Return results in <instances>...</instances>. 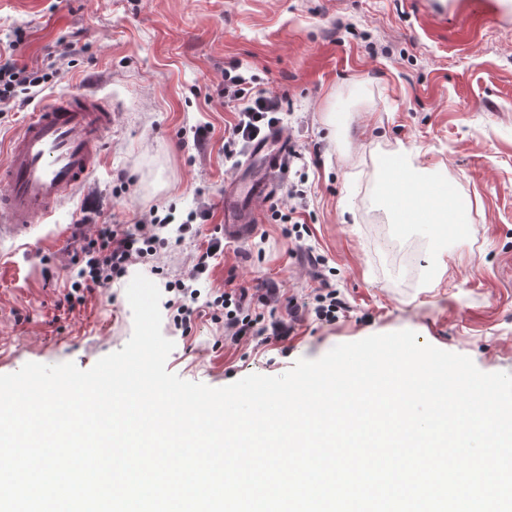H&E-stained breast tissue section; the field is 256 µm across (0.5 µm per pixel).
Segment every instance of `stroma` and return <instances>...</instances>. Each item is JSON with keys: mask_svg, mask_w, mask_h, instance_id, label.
Segmentation results:
<instances>
[{"mask_svg": "<svg viewBox=\"0 0 512 512\" xmlns=\"http://www.w3.org/2000/svg\"><path fill=\"white\" fill-rule=\"evenodd\" d=\"M17 31L12 60L45 80L0 103V142L75 89L111 101L112 128L88 186L37 222L39 245H0V374L29 362L90 369L132 335L131 276L164 286L221 239L224 185L249 158H224L235 120L224 73L237 66L281 97L280 130L305 168L280 170L255 236L224 245L194 286L204 300L246 289L290 332L234 344L210 310L187 333L166 315L167 371L223 387L410 330L482 372L512 373V14L470 0H0V39ZM402 162L465 197V235L394 222L376 187ZM291 207L293 222L280 220ZM154 214L171 218L156 251L63 305L76 224L90 234ZM326 280L346 304L332 322L311 311Z\"/></svg>", "mask_w": 512, "mask_h": 512, "instance_id": "obj_1", "label": "stroma"}]
</instances>
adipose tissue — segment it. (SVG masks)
<instances>
[{"label":"adipose tissue","mask_w":512,"mask_h":512,"mask_svg":"<svg viewBox=\"0 0 512 512\" xmlns=\"http://www.w3.org/2000/svg\"><path fill=\"white\" fill-rule=\"evenodd\" d=\"M380 194L391 204L399 224H465L467 215L457 210L448 189L417 180L408 170L395 164L386 174Z\"/></svg>","instance_id":"obj_1"}]
</instances>
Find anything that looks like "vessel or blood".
<instances>
[{
  "mask_svg": "<svg viewBox=\"0 0 512 512\" xmlns=\"http://www.w3.org/2000/svg\"><path fill=\"white\" fill-rule=\"evenodd\" d=\"M111 126L110 105L81 90L53 96L32 112L0 158V241L29 246L35 222L50 217L94 171ZM289 147L275 131L253 144L251 153L263 160L268 175H240L226 185L225 241L244 243L256 233L255 208L274 194L271 173Z\"/></svg>",
  "mask_w": 512,
  "mask_h": 512,
  "instance_id": "b4317fda",
  "label": "vessel or blood"
}]
</instances>
